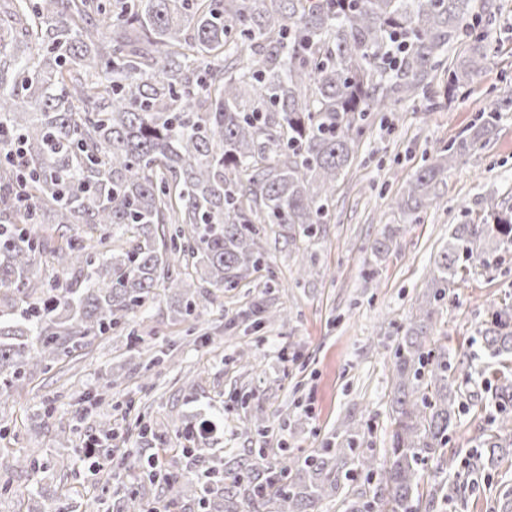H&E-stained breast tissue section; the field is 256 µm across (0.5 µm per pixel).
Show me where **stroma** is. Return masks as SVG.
I'll return each mask as SVG.
<instances>
[{"mask_svg":"<svg viewBox=\"0 0 512 512\" xmlns=\"http://www.w3.org/2000/svg\"><path fill=\"white\" fill-rule=\"evenodd\" d=\"M497 51L469 97L442 101L429 112L402 103L378 113L363 138L347 176L336 189L317 236L301 248L267 233L269 273L259 287L224 294L223 306L202 315L204 344L188 343L187 323L169 302L157 303L140 323V348L123 336L95 340L67 382L41 373L0 403V448L24 449L35 466L0 472V512H27L35 497L42 512H55L62 493L71 506L99 500L112 506L136 480L105 484L91 468L63 467L99 444L95 417L74 411L77 395L103 398L114 419L143 413L156 433L142 443L129 429L127 444L151 455L157 448L201 449L186 475L201 479L229 450L264 447L268 461L304 456L334 441L346 417L361 420L358 452L383 455L391 444V403L398 332L415 315L428 288L431 261L448 240L452 225L477 220L482 200L495 194L512 205V110L499 113L485 145L448 171L437 187L446 205L411 222L392 208L396 193L437 148L474 123L481 109L512 96V0H491ZM399 232L382 258L370 253L385 225ZM313 274L299 281L298 269ZM266 300L287 314L252 328L245 317L252 303ZM512 308V245L502 247L490 267H477L451 288L432 341L458 361L493 308ZM161 350L165 362L146 376L147 350ZM491 427L486 413L467 409L450 433L445 456L478 446ZM512 496V465L490 468L468 482L457 498L435 503L429 512H497Z\"/></svg>","mask_w":512,"mask_h":512,"instance_id":"35a3bbf8","label":"stroma"}]
</instances>
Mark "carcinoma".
I'll return each mask as SVG.
<instances>
[{
	"mask_svg": "<svg viewBox=\"0 0 512 512\" xmlns=\"http://www.w3.org/2000/svg\"><path fill=\"white\" fill-rule=\"evenodd\" d=\"M478 0H0V398L104 336L137 342L135 318L159 298L178 317L254 277L266 227L310 242L348 173L372 113L437 94L448 44L467 30L471 52L447 69L444 94L464 93L488 63L487 29L468 24ZM482 123L436 150L393 199L405 215L441 205L448 169L493 132ZM385 227L372 253H387ZM512 244V206L490 195L478 222L454 225L429 268L428 292L395 352L388 458L357 455L360 428L342 423L336 447L264 462L246 448L210 477L204 512H419L449 501L465 478L512 459V309L494 308L464 366L496 365L495 429L463 468L441 449L466 405L448 352L429 347L448 288ZM43 262L47 275L33 277ZM247 316L286 320L264 301ZM157 449L163 474L144 472L116 512H151L164 485L181 509L184 459ZM448 481L421 486L423 466ZM32 464L0 448V469ZM378 476L373 496L349 488Z\"/></svg>",
	"mask_w": 512,
	"mask_h": 512,
	"instance_id": "obj_1",
	"label": "carcinoma"
}]
</instances>
